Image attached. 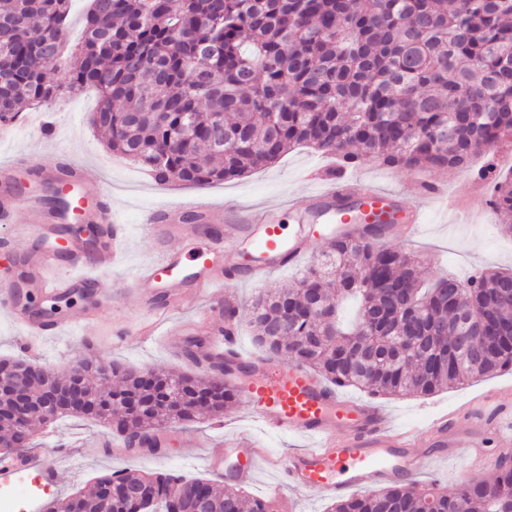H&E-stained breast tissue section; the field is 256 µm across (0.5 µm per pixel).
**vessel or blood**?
Returning <instances> with one entry per match:
<instances>
[{"instance_id":"vessel-or-blood-1","label":"vessel or blood","mask_w":512,"mask_h":512,"mask_svg":"<svg viewBox=\"0 0 512 512\" xmlns=\"http://www.w3.org/2000/svg\"><path fill=\"white\" fill-rule=\"evenodd\" d=\"M32 168L35 191L21 197L13 180L16 163ZM19 162L0 164V213L24 207V223L14 225V239H37L40 246L17 271L14 280L0 282V313L21 328L30 352H37L43 339L75 334L95 319V306L83 310L80 320L55 321L31 316L17 289L25 284L37 296H61L75 288L90 287L98 303H111L115 292L110 276L123 262L129 246L126 225L114 223L100 237L93 254H86L82 238L65 234L66 224L81 217L100 225L112 214L110 188L99 189L94 203H86V166L62 156L54 166L44 165L40 154L21 156ZM305 178L316 183L303 205L289 208L270 204L258 209L221 205L200 200L190 205L169 206L150 219L148 230L160 254L158 261L137 269L122 282L123 290L137 295L146 312L134 322L119 321L111 331L113 343L135 336L147 341L158 333L159 311L178 309L187 297L207 299L215 289L223 297L201 316L185 322L170 337L172 345L193 348L198 361H231L225 375L236 385L243 408L267 431L304 440L302 448L273 459L281 496L285 487L320 491L330 497H346L369 491L383 482L413 478L430 463L433 449L455 445L469 451L471 460H483L487 441L497 448L512 449V428L499 418L512 413V389L481 394L452 411L436 414L425 429L394 427L391 416L379 405L354 400L303 367L281 363L260 355H244L238 343V327L227 319L240 311L242 297L238 281L259 282L267 275L296 265L308 254L313 238L369 237V218L376 211L392 216L407 214L405 230L415 235L424 212L400 194H389L370 184L345 177L324 179L320 169H310ZM55 190L58 209L45 205L46 190ZM224 227L219 246L196 251L192 256L174 252L171 242H191L195 220ZM431 441L432 450H419L421 439ZM249 454L237 437L225 439L210 455L211 468H219L224 457Z\"/></svg>"}]
</instances>
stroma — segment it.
Listing matches in <instances>:
<instances>
[{
    "instance_id": "stroma-1",
    "label": "stroma",
    "mask_w": 512,
    "mask_h": 512,
    "mask_svg": "<svg viewBox=\"0 0 512 512\" xmlns=\"http://www.w3.org/2000/svg\"><path fill=\"white\" fill-rule=\"evenodd\" d=\"M98 103L97 91L85 88L73 94L64 93L43 104V111L54 113L57 124L54 141L43 146L44 161L54 164L55 148H66L86 164L87 195H95L101 181L111 184L116 214L122 223L128 224L132 234V245L122 267L114 274L118 280L155 257V244L146 232V225L148 216L156 208L185 203L197 196L236 199L254 206L296 203L312 189L311 183L302 176L303 170L332 164L331 158L297 147L267 168L239 179L204 186L161 185L146 171L107 147L90 123V115ZM350 175L412 197L416 194V178L421 174L370 163L351 170ZM421 176L445 187L449 196L464 199L470 214L469 220L458 221L453 210L444 208L441 202L424 201V222L418 236L393 240V247L417 255L421 260L423 278L430 281L445 274L462 278L482 269L512 268V235H504L497 221L484 219L482 201L471 191L466 173L428 171ZM137 312V298L133 295L121 297L117 304L101 306L97 322L86 330L87 335L96 341L97 347L93 350L105 359L134 369L191 371V364L169 346L163 335L151 343L131 337L121 347L111 346L109 332L114 321L135 316ZM93 350L79 337L59 336L46 341L41 360L56 374L66 376L77 361ZM509 385H512V373L506 371L428 397L410 393L382 399L381 404L389 411L395 426L418 425L433 413L465 404L478 392ZM168 430L173 438L158 457L138 455L123 448L87 447V440L106 439L108 432L100 425L81 418L66 417L37 432L34 436L35 450L54 462L57 481L45 487L39 498L32 501L28 512H39L43 501L84 489L95 477L116 470L168 471L186 478H207L215 481L218 487H227L225 477L208 464L213 446L224 438L214 419L174 422ZM488 474V469L482 465L473 463L465 467L453 457L446 456L435 460L430 468L418 474L416 481L421 485L435 482L452 490L461 483L479 480Z\"/></svg>"
}]
</instances>
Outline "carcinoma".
Masks as SVG:
<instances>
[{"instance_id": "carcinoma-1", "label": "carcinoma", "mask_w": 512, "mask_h": 512, "mask_svg": "<svg viewBox=\"0 0 512 512\" xmlns=\"http://www.w3.org/2000/svg\"><path fill=\"white\" fill-rule=\"evenodd\" d=\"M71 0H0V122L60 92L45 73L66 42ZM70 86L100 96L92 125L107 145L160 184L238 179L299 145L338 160L337 172L374 162L415 170H460L488 143L480 180L493 183V212L512 232V179L498 177L494 148L512 132V0H91ZM493 108L496 119L471 114ZM327 243L325 260L293 288L255 297L249 324L269 358L284 357L330 383L374 397L433 395L512 369V269L424 285L417 257L377 239ZM357 301L354 323L338 317ZM322 311L309 316L308 302ZM404 350L389 357L392 346ZM101 357L83 359L86 403L44 399L43 373L24 358L0 366L25 382L36 424L81 415L126 434L134 453L162 452L152 432L169 421L218 417L234 399L211 364L199 374L125 369L122 384L98 386ZM181 390L186 409L161 403ZM158 404L145 423L126 405ZM135 487L156 512H272L271 504L212 481L170 473L112 472L86 493L42 512H110V490ZM328 512H512V469L447 491L398 482L341 498Z\"/></svg>"}]
</instances>
